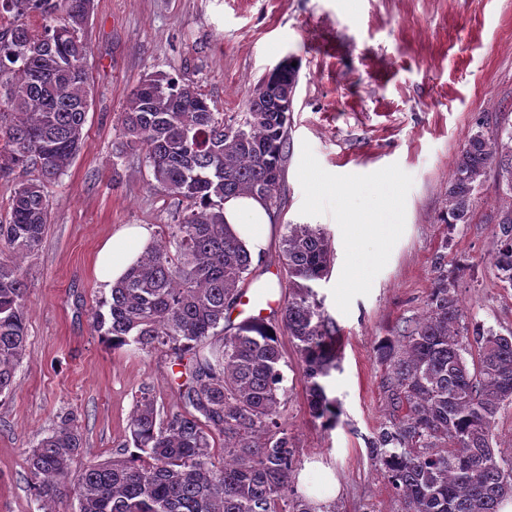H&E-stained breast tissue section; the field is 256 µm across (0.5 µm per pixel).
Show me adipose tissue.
<instances>
[{"instance_id":"obj_1","label":"adipose tissue","mask_w":512,"mask_h":512,"mask_svg":"<svg viewBox=\"0 0 512 512\" xmlns=\"http://www.w3.org/2000/svg\"><path fill=\"white\" fill-rule=\"evenodd\" d=\"M224 220L232 234L252 256H260L272 231L271 216L265 205L255 197H230L224 202ZM145 226L128 228L104 242L98 250L94 269L103 288L122 278L134 264L139 253L151 240Z\"/></svg>"}]
</instances>
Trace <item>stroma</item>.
I'll return each mask as SVG.
<instances>
[{
  "label": "stroma",
  "mask_w": 512,
  "mask_h": 512,
  "mask_svg": "<svg viewBox=\"0 0 512 512\" xmlns=\"http://www.w3.org/2000/svg\"><path fill=\"white\" fill-rule=\"evenodd\" d=\"M85 37L83 147L48 186L47 234L23 261L29 337L13 391L0 396V512H38L25 452L60 412L79 420L83 465L124 443L143 385L164 409L180 405L164 356L108 348L91 328L106 295L93 268L102 244L143 224L160 237L178 207L152 189L142 155L121 148L131 90L145 74L169 73L232 115L289 56L299 82L281 206L251 277L287 282L286 225L329 234L334 264L315 290L337 327L325 384L339 408L330 430L311 417L295 345L282 337L295 485L336 512H400L369 452L388 415L378 344L422 313L440 263L464 327L512 332V288L492 262L505 186L488 175L472 222L442 221L454 156L477 122L512 125V0H95ZM335 189L350 196L340 219L321 202Z\"/></svg>",
  "instance_id": "35a3bbf8"
}]
</instances>
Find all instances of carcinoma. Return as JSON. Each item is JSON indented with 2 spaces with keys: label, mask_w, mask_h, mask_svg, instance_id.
Returning a JSON list of instances; mask_svg holds the SVG:
<instances>
[{
  "label": "carcinoma",
  "mask_w": 512,
  "mask_h": 512,
  "mask_svg": "<svg viewBox=\"0 0 512 512\" xmlns=\"http://www.w3.org/2000/svg\"><path fill=\"white\" fill-rule=\"evenodd\" d=\"M94 0H0V176L26 174L0 218V396L12 390L26 351L25 272L48 227L46 185L80 151L90 101L84 30ZM38 16L42 25L27 23ZM247 111L224 116L197 86L145 75L131 91L120 133L151 169L155 189L184 204L168 237L150 246L98 301L91 327L112 349L134 346L183 365L184 409L166 413L145 385L130 415L127 443L73 471L81 426L64 412L29 451L35 497H63L78 512H330L298 494L293 437L282 421L284 354L295 344L311 415L336 426L324 378L335 358L336 325L313 284L328 276L330 238L313 224H287L281 254L288 273L276 320L225 325L252 258L228 230L224 200L278 204L290 115L257 85ZM445 224L471 222L477 191L493 172L511 201L497 213L499 279L512 287V128L471 134L453 162ZM454 282L444 265L427 308L377 355L389 418L370 456L401 512H500L512 500V458L493 446L499 411L512 404V334L473 331L465 344ZM222 343L205 350L214 336Z\"/></svg>",
  "instance_id": "obj_1"
}]
</instances>
